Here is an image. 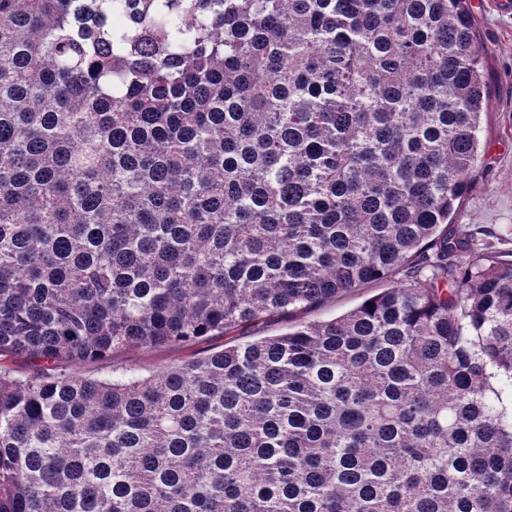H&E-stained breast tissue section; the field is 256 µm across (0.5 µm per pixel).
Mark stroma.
<instances>
[{"label": "stroma", "mask_w": 512, "mask_h": 512, "mask_svg": "<svg viewBox=\"0 0 512 512\" xmlns=\"http://www.w3.org/2000/svg\"><path fill=\"white\" fill-rule=\"evenodd\" d=\"M471 9L487 50L491 94L481 132L483 164L454 222L507 236V247L512 250V10H500L495 0H471ZM192 352L189 346L131 348L110 359L84 364L82 370L103 376L115 363L153 370L188 358Z\"/></svg>", "instance_id": "obj_1"}]
</instances>
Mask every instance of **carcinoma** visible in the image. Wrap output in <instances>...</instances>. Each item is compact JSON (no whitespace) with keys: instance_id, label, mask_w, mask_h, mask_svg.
I'll list each match as a JSON object with an SVG mask.
<instances>
[{"instance_id":"cac0c4a2","label":"carcinoma","mask_w":512,"mask_h":512,"mask_svg":"<svg viewBox=\"0 0 512 512\" xmlns=\"http://www.w3.org/2000/svg\"><path fill=\"white\" fill-rule=\"evenodd\" d=\"M486 61L470 0H0V512H512ZM381 288H385L381 284H374L368 288H361L355 292L345 294L336 300L326 303L321 308L315 310H300L294 315L296 322H317L339 316L346 311L356 307L362 301L370 296L378 293ZM225 337H212L206 344L199 346H187L182 348H131L118 353L104 361L86 363L80 371L83 373H91L95 375H106L113 363L135 364L146 370H153L173 363H177L182 359L190 357L193 351L206 347H217L224 345Z\"/></svg>"}]
</instances>
